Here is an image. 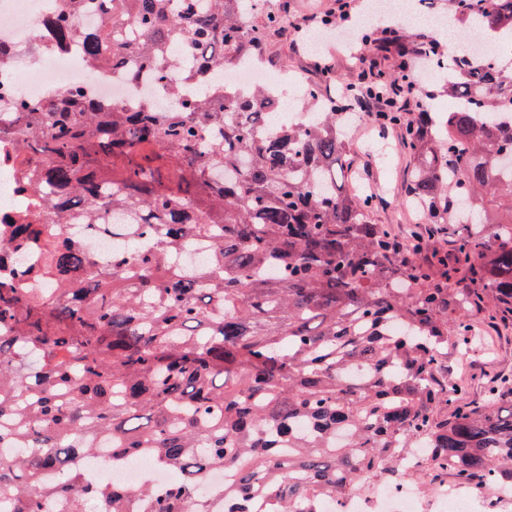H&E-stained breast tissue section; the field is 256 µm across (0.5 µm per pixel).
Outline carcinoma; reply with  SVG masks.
Listing matches in <instances>:
<instances>
[{
  "label": "carcinoma",
  "instance_id": "1",
  "mask_svg": "<svg viewBox=\"0 0 512 512\" xmlns=\"http://www.w3.org/2000/svg\"><path fill=\"white\" fill-rule=\"evenodd\" d=\"M252 0H67L102 18L87 64L181 72L189 96L135 112L73 89L18 100L11 165L30 209L0 223V504L43 512H210L192 488L229 470L223 512H321V500L403 476L425 448L462 482L512 489V377L463 403L448 352L480 341L481 318L512 327V68L452 56L448 109L431 102L369 117L402 129L405 193L423 225L405 239L351 192L346 119L358 98L400 92L408 40L369 38L375 80L324 100L308 123L270 118L267 90L210 76L254 55ZM465 21L512 34V0H452ZM484 112L485 121L475 119ZM42 213L50 224H32ZM121 221L109 225L106 214ZM459 224L465 232L456 231ZM120 230L99 269L77 229ZM205 247L185 263V239ZM105 440L112 466L146 448L180 482L88 481L75 463Z\"/></svg>",
  "mask_w": 512,
  "mask_h": 512
}]
</instances>
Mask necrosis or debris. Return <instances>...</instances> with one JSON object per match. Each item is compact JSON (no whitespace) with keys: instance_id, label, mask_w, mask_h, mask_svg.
Segmentation results:
<instances>
[{"instance_id":"1","label":"necrosis or debris","mask_w":512,"mask_h":512,"mask_svg":"<svg viewBox=\"0 0 512 512\" xmlns=\"http://www.w3.org/2000/svg\"><path fill=\"white\" fill-rule=\"evenodd\" d=\"M64 4L65 0H0L1 118H10L17 98L45 102L73 88L128 108L145 98L156 103L169 102L167 90L148 78L133 81L123 69L109 66L94 73L87 71L78 39L59 47L47 36L39 55L29 54L33 31L48 27ZM232 83L241 90L286 85L296 92L301 87L297 77L276 76L264 66L247 61L237 64ZM401 467L413 473V480L377 482L368 491L325 500L323 512H512L511 491L502 489L488 497L456 479L431 484L427 496L418 495L414 481L426 478L431 467L423 451L405 456ZM86 473L94 480L126 484L147 480L159 489L170 487L173 481L171 473L158 467L145 452L136 463L116 469L105 459H94Z\"/></svg>"}]
</instances>
